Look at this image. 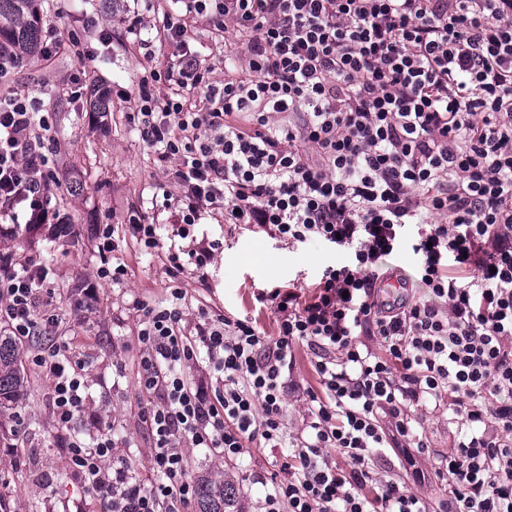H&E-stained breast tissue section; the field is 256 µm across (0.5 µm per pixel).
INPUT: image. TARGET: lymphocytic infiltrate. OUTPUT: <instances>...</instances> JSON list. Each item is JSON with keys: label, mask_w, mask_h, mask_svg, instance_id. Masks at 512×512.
Returning <instances> with one entry per match:
<instances>
[{"label": "lymphocytic infiltrate", "mask_w": 512, "mask_h": 512, "mask_svg": "<svg viewBox=\"0 0 512 512\" xmlns=\"http://www.w3.org/2000/svg\"><path fill=\"white\" fill-rule=\"evenodd\" d=\"M176 2L158 31L177 59L140 79L128 119L178 188L163 208L184 244L164 248L159 225L130 207L98 245L97 277L115 284L127 276L110 263L116 229L166 252L165 303H134L154 480L129 476L110 431L69 434L86 385L56 346L28 360L49 383L72 479L99 512H187L197 481L184 442L233 460L257 439L287 451L264 512H512V0ZM195 20L244 37L237 76L214 82L185 53ZM57 149L39 98L0 96V235L68 223ZM214 216L289 244L329 242L350 260L312 291L264 294L275 336L204 308L191 324L178 281L207 278L222 254L221 240L190 234ZM412 225L424 294L380 299L383 265ZM53 273L0 248V324L17 342L54 332L59 316L42 306ZM299 344L319 389L294 377ZM200 361L205 376L189 379ZM292 390L307 402L298 434L286 423ZM427 401L463 433L439 461L448 494L432 504L375 476L385 450L427 453L413 412Z\"/></svg>", "instance_id": "1"}]
</instances>
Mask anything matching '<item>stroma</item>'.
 I'll return each instance as SVG.
<instances>
[{
    "instance_id": "stroma-1",
    "label": "stroma",
    "mask_w": 512,
    "mask_h": 512,
    "mask_svg": "<svg viewBox=\"0 0 512 512\" xmlns=\"http://www.w3.org/2000/svg\"><path fill=\"white\" fill-rule=\"evenodd\" d=\"M166 7L165 0L155 6L150 0H139L143 23L136 38L126 31V0H41L42 24L76 31L81 51L92 56L87 64L86 100L76 104L60 93L78 66L72 56L31 62L9 82L11 88L40 98L50 114L66 170L59 205L70 216L74 231L64 235L58 225L31 224L16 237L0 239V248L13 250L20 260L42 256L51 261L57 290L54 302L61 309V322L53 335L35 336L20 346L18 364L27 383L13 402L0 408V512H62L79 497L88 512L96 508L92 492L70 479L58 446L50 390L26 358L28 352L61 341L67 342L69 356L82 361L86 381V404L71 425L72 434L89 439L99 428H108L117 454L126 459L131 473L142 478L150 475L151 441L137 414L139 317L132 301H164L168 276L161 256L144 254L134 241L122 238L113 257L126 266V280L119 286L98 282L97 234L112 210L176 190L127 119L140 77L165 68L172 59V48L155 50L148 57L137 45L141 39L157 42L154 11ZM188 46L211 66L213 79L223 81L224 59L233 50L223 33L191 24ZM101 89L110 103L104 116L96 107ZM194 233L223 240L224 251L210 268L208 283H199L190 273L182 275L180 286L191 305L250 317L259 332L268 336L275 330L274 314L269 305L259 302L260 293L276 285L310 287L325 267L348 260L346 252L322 242L289 245L244 225L198 224ZM93 283L99 288L96 309L88 313L71 309L72 294ZM417 419L429 444L426 457L420 460L426 479L418 491L432 503L448 492L435 470L441 455L455 446L458 429L442 408L420 412ZM20 422L27 430L25 446L17 455H7ZM185 454L193 476L220 480L229 475L239 482L236 512H262L264 489L257 479L278 473L282 451L253 441L237 461L204 448L189 447Z\"/></svg>"
}]
</instances>
